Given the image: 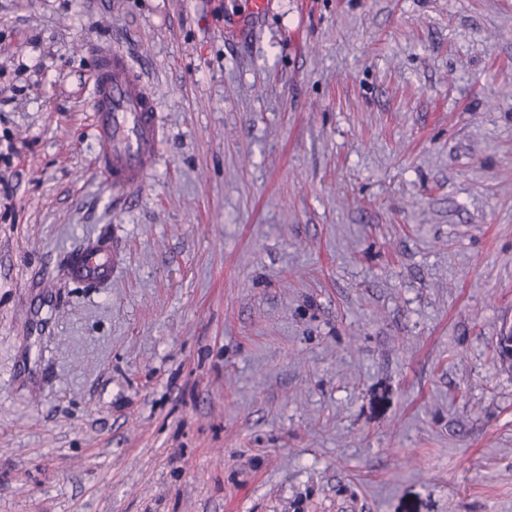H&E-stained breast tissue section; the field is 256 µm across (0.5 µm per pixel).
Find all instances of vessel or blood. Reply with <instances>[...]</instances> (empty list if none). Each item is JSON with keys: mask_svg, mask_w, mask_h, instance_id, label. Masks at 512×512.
<instances>
[{"mask_svg": "<svg viewBox=\"0 0 512 512\" xmlns=\"http://www.w3.org/2000/svg\"><path fill=\"white\" fill-rule=\"evenodd\" d=\"M89 101L98 144L96 167L112 189H137L156 165L161 130L159 104L130 63L115 49L97 48ZM115 264L110 238L88 241L67 265L70 279L98 284L112 276Z\"/></svg>", "mask_w": 512, "mask_h": 512, "instance_id": "vessel-or-blood-1", "label": "vessel or blood"}]
</instances>
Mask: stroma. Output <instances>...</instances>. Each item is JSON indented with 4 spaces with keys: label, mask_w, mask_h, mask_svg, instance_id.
<instances>
[{
    "label": "stroma",
    "mask_w": 512,
    "mask_h": 512,
    "mask_svg": "<svg viewBox=\"0 0 512 512\" xmlns=\"http://www.w3.org/2000/svg\"><path fill=\"white\" fill-rule=\"evenodd\" d=\"M510 329L512 0H0V512H512ZM93 58L89 101L99 148L96 167L123 195L140 187L156 165L159 104L124 53L99 47ZM115 264L110 237L88 241L67 265L68 277L80 283L98 284L112 277Z\"/></svg>",
    "instance_id": "35a3bbf8"
}]
</instances>
